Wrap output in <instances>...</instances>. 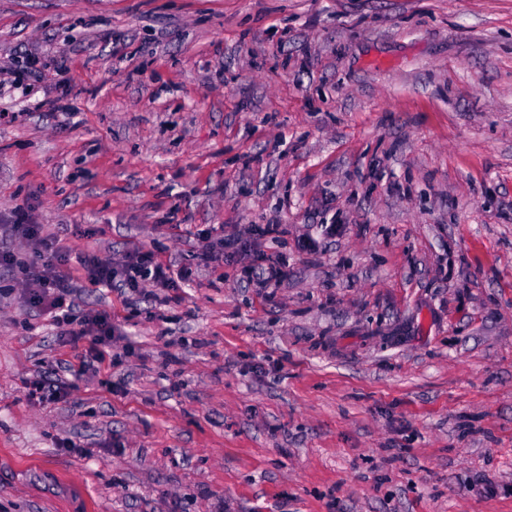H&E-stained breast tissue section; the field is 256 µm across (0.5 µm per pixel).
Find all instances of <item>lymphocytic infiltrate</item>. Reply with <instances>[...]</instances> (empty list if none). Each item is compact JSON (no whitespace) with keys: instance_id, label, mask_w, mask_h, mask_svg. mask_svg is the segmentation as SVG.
Returning <instances> with one entry per match:
<instances>
[{"instance_id":"1","label":"lymphocytic infiltrate","mask_w":512,"mask_h":512,"mask_svg":"<svg viewBox=\"0 0 512 512\" xmlns=\"http://www.w3.org/2000/svg\"><path fill=\"white\" fill-rule=\"evenodd\" d=\"M13 231L25 248L21 251L1 249L0 270L15 272L14 289L30 305L43 310L60 335L88 341V350L80 356L82 374L96 376L122 335L113 325L110 314L78 313L71 299L72 265H79L93 286L128 296L144 295L161 303L174 300L179 280L171 266L160 261L153 251L132 247L115 259L89 253L75 258L66 244V235L44 234L40 225L29 223L27 211L21 207L16 210ZM287 232L284 224H256L249 237L244 238L216 224L200 232V257L218 262L243 252L250 254L257 264V287L274 288L288 277V259L270 253L268 245Z\"/></svg>"}]
</instances>
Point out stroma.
I'll use <instances>...</instances> for the list:
<instances>
[{"mask_svg":"<svg viewBox=\"0 0 512 512\" xmlns=\"http://www.w3.org/2000/svg\"><path fill=\"white\" fill-rule=\"evenodd\" d=\"M26 69L0 245L27 206L185 280L164 306L73 269L125 335L92 379L0 296V512H512V0H0V74ZM271 223L273 294L191 258Z\"/></svg>","mask_w":512,"mask_h":512,"instance_id":"1","label":"stroma"}]
</instances>
